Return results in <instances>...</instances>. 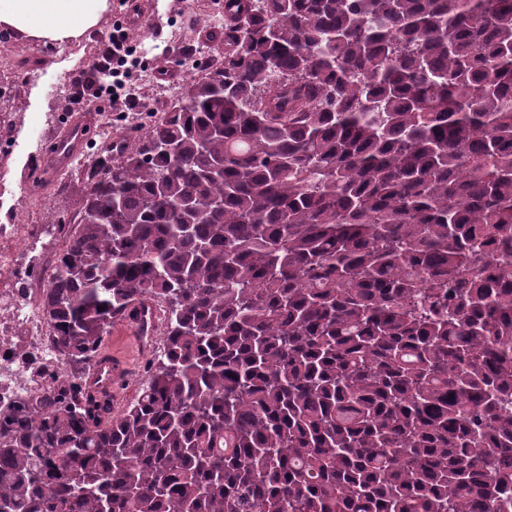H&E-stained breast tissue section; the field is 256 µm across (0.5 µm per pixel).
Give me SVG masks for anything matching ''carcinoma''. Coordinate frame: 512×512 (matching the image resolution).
<instances>
[{
	"instance_id": "carcinoma-1",
	"label": "carcinoma",
	"mask_w": 512,
	"mask_h": 512,
	"mask_svg": "<svg viewBox=\"0 0 512 512\" xmlns=\"http://www.w3.org/2000/svg\"><path fill=\"white\" fill-rule=\"evenodd\" d=\"M76 170L3 512H512V0H224V66ZM123 322H117L112 326L110 334L105 339L103 349L109 346L112 352H103L99 362L87 377V384L91 389L112 393V409L115 414L121 412L127 403L136 396L139 387L145 380L147 362L158 355L164 338L161 335L158 345L153 347L154 336H140L134 330L129 332L123 328ZM114 328L119 334H114ZM112 355H115L124 364L122 382L120 383L121 392L118 397L112 391V381L116 377L120 364L119 361L112 359Z\"/></svg>"
}]
</instances>
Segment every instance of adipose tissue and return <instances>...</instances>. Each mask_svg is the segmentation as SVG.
Segmentation results:
<instances>
[{"label":"adipose tissue","instance_id":"1","mask_svg":"<svg viewBox=\"0 0 512 512\" xmlns=\"http://www.w3.org/2000/svg\"><path fill=\"white\" fill-rule=\"evenodd\" d=\"M108 0H0V26L22 41L67 42L96 26Z\"/></svg>","mask_w":512,"mask_h":512}]
</instances>
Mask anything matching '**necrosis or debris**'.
<instances>
[{
  "mask_svg": "<svg viewBox=\"0 0 512 512\" xmlns=\"http://www.w3.org/2000/svg\"><path fill=\"white\" fill-rule=\"evenodd\" d=\"M34 224H0V415L18 402L43 396L47 375L62 364L49 343V325L29 287Z\"/></svg>",
  "mask_w": 512,
  "mask_h": 512,
  "instance_id": "obj_1",
  "label": "necrosis or debris"
}]
</instances>
